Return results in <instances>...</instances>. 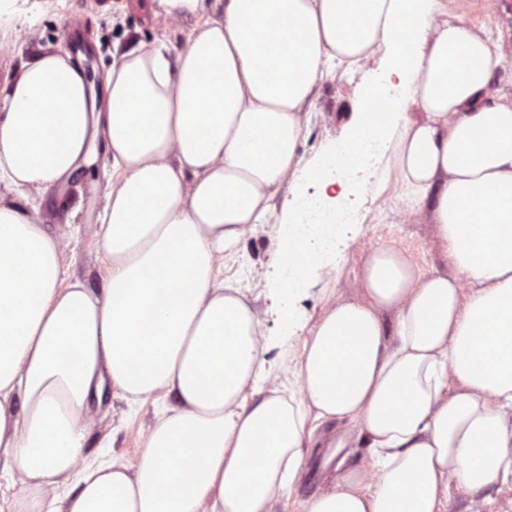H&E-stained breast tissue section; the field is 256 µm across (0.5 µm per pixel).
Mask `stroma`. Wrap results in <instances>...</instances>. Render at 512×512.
<instances>
[{
    "instance_id": "obj_1",
    "label": "stroma",
    "mask_w": 512,
    "mask_h": 512,
    "mask_svg": "<svg viewBox=\"0 0 512 512\" xmlns=\"http://www.w3.org/2000/svg\"><path fill=\"white\" fill-rule=\"evenodd\" d=\"M83 15L90 33L83 52L89 78H97L104 65L110 64L115 49L138 43L165 41L170 49L180 48L194 29L196 20L185 17L170 21L159 13L154 0H107L96 6L94 0H25L11 23L0 25V83L15 77L21 65L46 49H62L69 34L72 15ZM448 16L453 20L484 25L493 36L502 39L507 61L495 75L493 84L502 93H512V0H448ZM362 82L361 74H336L323 80L307 114L309 139L301 150L304 161L320 157L354 118V98ZM112 170L105 153H97L92 165L83 168L71 180L66 191L24 189L14 192L0 185V196L17 201L28 215L42 222L52 234L68 236L64 264L69 274L88 287L104 285L106 271L97 249L93 229L104 186ZM354 207L361 214L360 223L350 225L336 245L338 266L335 277L314 273L303 294L295 301L297 327L290 339H282L279 315L269 298L277 281L278 257L274 226L281 212H274L268 223L258 225L254 234L244 238L224 255V278L241 286L261 319L266 335L273 342L267 358L275 365L281 382L291 380L302 352L308 329L323 312V296L333 293L341 298L359 297L358 273L365 249L382 244L405 250L413 261L426 270L450 273L445 251L435 237L425 213L392 220L390 195L379 197L363 193L355 197ZM157 404L149 399L137 409L117 395L105 396L92 404L87 417L86 461L116 459L135 464L143 448V436L155 421ZM346 437L341 454L347 464L369 466L372 458L363 440L349 434L344 424L331 422L318 426L304 442L307 466L288 501V512H305L307 500L330 488L332 469L323 467L330 440ZM478 501L480 512H512V479L477 493L476 497L449 485L448 499L442 512H468L471 501Z\"/></svg>"
}]
</instances>
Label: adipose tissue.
Returning <instances> with one entry per match:
<instances>
[{
	"instance_id": "adipose-tissue-1",
	"label": "adipose tissue",
	"mask_w": 512,
	"mask_h": 512,
	"mask_svg": "<svg viewBox=\"0 0 512 512\" xmlns=\"http://www.w3.org/2000/svg\"><path fill=\"white\" fill-rule=\"evenodd\" d=\"M197 25L185 44L130 47L101 82L64 51L0 87V182L50 188L104 145L112 178L96 241L102 291L71 278L65 244L0 201V457L16 512H274L306 463L310 424L368 441L306 512H440L449 484L512 478V98L506 60L448 0H156ZM383 55L379 80L323 164L302 168L321 81ZM385 109L373 111L375 91ZM368 149L396 212H426L453 275L372 245L361 295L327 296L297 392L278 384L263 325L217 258L264 223L283 183L285 328L308 273L336 271L353 219L302 184L334 183ZM394 313L385 326L383 312ZM266 388L245 404L246 387ZM165 401L135 465L83 466L85 413L105 390ZM77 475L58 497L60 480Z\"/></svg>"
}]
</instances>
